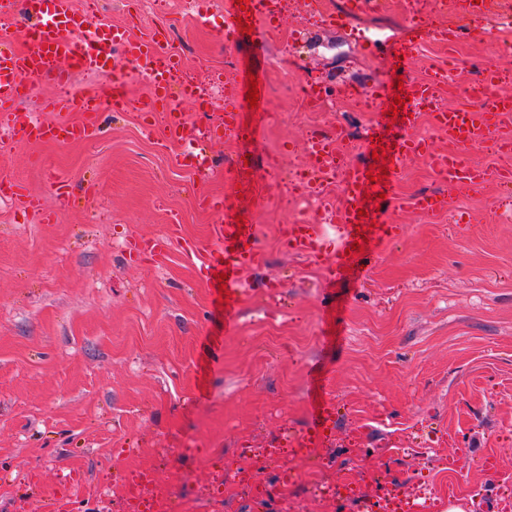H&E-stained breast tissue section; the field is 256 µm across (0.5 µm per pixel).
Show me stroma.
<instances>
[{
  "label": "stroma",
  "mask_w": 512,
  "mask_h": 512,
  "mask_svg": "<svg viewBox=\"0 0 512 512\" xmlns=\"http://www.w3.org/2000/svg\"><path fill=\"white\" fill-rule=\"evenodd\" d=\"M376 13L313 25L306 0L282 10L271 33L255 24L249 41L224 43L225 0H208L213 22L154 0H97L90 26L110 23L140 36L166 30L194 81L209 74L260 80L254 108L259 147L248 178L263 200L245 223L257 228L263 264L245 270L246 292L233 321L203 283L201 261L184 240L214 243L223 215L200 209L224 196L231 155L224 139L169 141L161 113L145 111L151 88L127 78L126 105L103 102L97 137L80 142L0 141V175L23 183L40 212L0 199V512H47L50 494L69 488L73 512H121L126 482L152 473V493L168 512H358L344 484L373 501L431 490L430 512L451 500L468 512H498L512 497V184L451 187L425 159L403 160L384 221L404 235L373 246L364 266L333 276L335 251L320 260L290 254L277 227L282 187L265 151L306 162L309 127L295 116L290 86L304 77L341 103L320 127L342 132L354 151L367 134L403 132L448 149L430 121L411 129L351 105L356 91L426 78L456 59L441 107L494 65L512 94V53L495 55V20L479 30L447 12L452 48L434 44L431 26L406 22L409 0H385ZM108 77L68 66L37 79L18 113L81 120L64 94H91ZM207 152L197 173L188 153ZM424 194L442 207L424 215ZM167 237L159 260H130L131 238ZM320 438L301 446L311 423ZM291 470L289 489L278 486ZM270 485L268 498L207 499L229 473ZM336 481L315 495L312 478Z\"/></svg>",
  "instance_id": "obj_1"
}]
</instances>
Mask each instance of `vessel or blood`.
I'll list each match as a JSON object with an SVG mask.
<instances>
[{
	"instance_id": "vessel-or-blood-1",
	"label": "vessel or blood",
	"mask_w": 512,
	"mask_h": 512,
	"mask_svg": "<svg viewBox=\"0 0 512 512\" xmlns=\"http://www.w3.org/2000/svg\"><path fill=\"white\" fill-rule=\"evenodd\" d=\"M42 18L32 23L23 49H16L12 40L0 39V110L13 109L31 88L30 77H43L55 72L61 64L67 63L83 71H99L103 58L121 56L122 60L133 61L136 66L171 72L177 69L174 56L161 52L162 42L157 35L137 38L107 23L91 30L86 26L87 17L79 12L73 0H41ZM193 101L194 89L184 84L173 87L170 81H156L153 86L152 104L167 109L165 133L168 139L183 141L211 137L212 131L191 123L186 113L169 111L173 100ZM503 114L512 113V100L501 101ZM80 106L86 114L79 124L52 127L32 116H25L20 132L23 140L39 142L48 139L82 141L96 136L97 127L92 112L91 99L85 98ZM498 113V114H501ZM498 114L473 110L460 112L448 109L435 113L436 128L448 137L450 142L466 146L478 138L491 136ZM371 150H384V163L367 162L352 166L347 173L346 194L348 202L340 212L336 226V274L355 268L362 258L354 249L357 241L383 242L398 239L405 231L403 225L374 223L373 217L383 210L382 193L387 192L390 181L380 177V169L394 170L404 158L423 157L430 166L443 173L452 182L471 187L483 185L490 178L511 181L512 170L492 171L471 164L461 153H442L432 149L430 144L418 137L407 135L379 145L371 141ZM256 238L253 225L237 226L219 224L215 227L216 244L210 250H201L194 242H184L187 256L203 257L204 282L206 286L225 284L229 300L224 305L228 318H235L242 294V272L260 265L261 253L255 248ZM170 245L169 239H134L128 244L131 256L149 254L162 258ZM287 245L290 251L320 258L328 244L323 238L319 225L292 224L288 227ZM226 274V281H219V274Z\"/></svg>"
}]
</instances>
